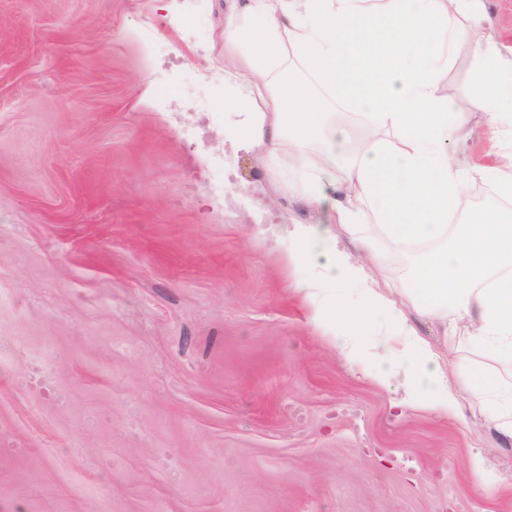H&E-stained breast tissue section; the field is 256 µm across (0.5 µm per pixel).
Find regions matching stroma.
Here are the masks:
<instances>
[{
    "mask_svg": "<svg viewBox=\"0 0 512 512\" xmlns=\"http://www.w3.org/2000/svg\"><path fill=\"white\" fill-rule=\"evenodd\" d=\"M233 5L201 41L177 0H0V512H512V437L400 416L312 327L288 233L329 210L222 93L159 96L243 67ZM470 126L456 163L512 170Z\"/></svg>",
    "mask_w": 512,
    "mask_h": 512,
    "instance_id": "stroma-1",
    "label": "stroma"
}]
</instances>
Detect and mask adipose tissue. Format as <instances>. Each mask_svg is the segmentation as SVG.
I'll return each instance as SVG.
<instances>
[{"mask_svg":"<svg viewBox=\"0 0 512 512\" xmlns=\"http://www.w3.org/2000/svg\"><path fill=\"white\" fill-rule=\"evenodd\" d=\"M485 0H243L224 17L225 48L249 47L246 70L225 76L224 93L247 86L264 106L247 109L238 138L278 156L295 148L301 176L289 191L327 207L363 250L336 246L329 230L294 225L288 259L304 270L294 285L312 325L379 387L403 389L402 412L469 425L486 412L512 436V224L493 211L454 223L468 183L512 195L498 167L462 169L450 151L471 136L470 115L512 112V59L488 37ZM476 89L443 96L440 79L460 48ZM352 104L369 125L361 144L345 124L323 120L332 100ZM398 141L387 147L379 130ZM344 178H337V170ZM425 245L416 287L383 280L382 240ZM354 288L370 332L354 341L342 302ZM458 333L455 359L420 336L413 317Z\"/></svg>","mask_w":512,"mask_h":512,"instance_id":"1","label":"adipose tissue"}]
</instances>
